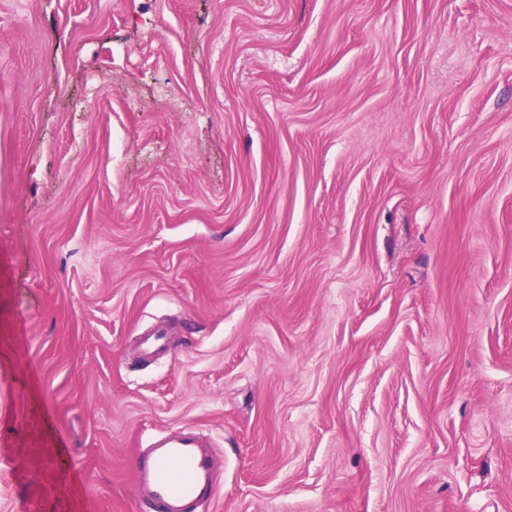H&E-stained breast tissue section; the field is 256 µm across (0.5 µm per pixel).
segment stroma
Instances as JSON below:
<instances>
[{
	"instance_id": "1",
	"label": "stroma",
	"mask_w": 512,
	"mask_h": 512,
	"mask_svg": "<svg viewBox=\"0 0 512 512\" xmlns=\"http://www.w3.org/2000/svg\"><path fill=\"white\" fill-rule=\"evenodd\" d=\"M176 427L198 512H512V0H0V512Z\"/></svg>"
}]
</instances>
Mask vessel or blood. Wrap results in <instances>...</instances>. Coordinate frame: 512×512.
Segmentation results:
<instances>
[{
	"mask_svg": "<svg viewBox=\"0 0 512 512\" xmlns=\"http://www.w3.org/2000/svg\"><path fill=\"white\" fill-rule=\"evenodd\" d=\"M223 468L224 459L207 435L173 428L155 434L137 455L134 484L151 512H195L215 498Z\"/></svg>",
	"mask_w": 512,
	"mask_h": 512,
	"instance_id": "vessel-or-blood-1",
	"label": "vessel or blood"
}]
</instances>
